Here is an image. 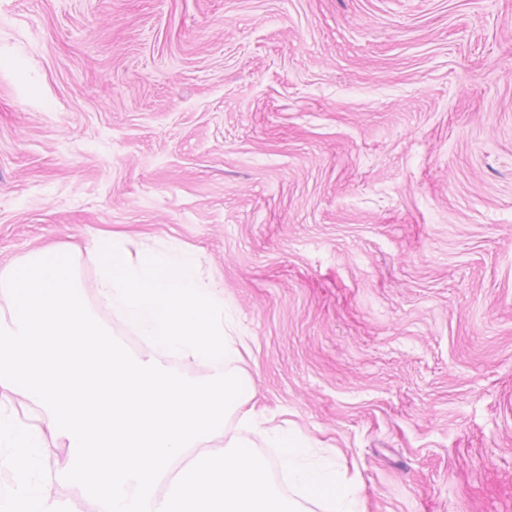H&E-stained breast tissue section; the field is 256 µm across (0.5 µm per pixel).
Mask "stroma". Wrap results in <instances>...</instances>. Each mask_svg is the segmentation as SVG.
I'll return each mask as SVG.
<instances>
[{
  "mask_svg": "<svg viewBox=\"0 0 512 512\" xmlns=\"http://www.w3.org/2000/svg\"><path fill=\"white\" fill-rule=\"evenodd\" d=\"M112 232L365 512H512V0H0V270Z\"/></svg>",
  "mask_w": 512,
  "mask_h": 512,
  "instance_id": "1",
  "label": "stroma"
}]
</instances>
